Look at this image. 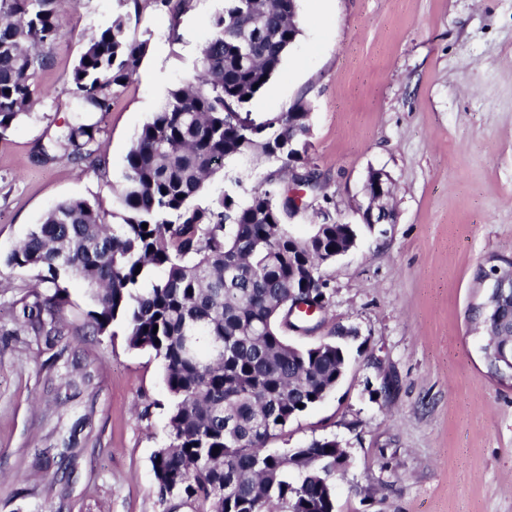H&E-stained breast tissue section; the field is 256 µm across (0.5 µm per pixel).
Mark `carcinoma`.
Instances as JSON below:
<instances>
[{
  "label": "carcinoma",
  "instance_id": "obj_1",
  "mask_svg": "<svg viewBox=\"0 0 512 512\" xmlns=\"http://www.w3.org/2000/svg\"><path fill=\"white\" fill-rule=\"evenodd\" d=\"M76 0H0V135L30 114L34 78L52 60L61 17ZM297 0H224L201 46L196 74L170 89L135 135L121 180L113 186L121 223L82 199L49 210L7 259L36 269L53 293L32 291L24 318L49 333L69 303L68 283L86 286L98 334L121 320L129 346L162 360L172 405L168 441L152 462L162 496H180L195 512H336L332 483L348 466L334 437L284 451L267 441L339 385L346 360L338 326L332 338L292 346L288 304L328 299L322 267L357 233L351 224H316L313 237L291 234L283 215L291 199L278 177L317 187L304 156L288 158L285 142L307 143L310 103L254 123L241 116L278 71L300 32ZM148 41L129 36L118 15L86 37L69 76L80 113L35 158H64L106 172L89 114L110 111L114 91L135 74ZM282 162L240 202L224 191L211 206L193 205L229 160ZM148 228H142V224ZM482 321L487 340L512 339V302ZM219 451H214V448Z\"/></svg>",
  "mask_w": 512,
  "mask_h": 512
}]
</instances>
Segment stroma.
Wrapping results in <instances>:
<instances>
[{
  "label": "stroma",
  "mask_w": 512,
  "mask_h": 512,
  "mask_svg": "<svg viewBox=\"0 0 512 512\" xmlns=\"http://www.w3.org/2000/svg\"><path fill=\"white\" fill-rule=\"evenodd\" d=\"M224 0H80L36 77L30 115L0 136V512H194L161 500L152 471L167 441L163 365L131 348L117 321L85 327L92 304L72 283L69 336L32 329L36 283L6 264L45 213L80 198L112 210L137 131L192 77ZM125 16L149 47L100 123L106 173L37 161L75 114L68 77L83 36ZM300 35L244 110L262 122L311 105L307 157L318 187L287 217L307 236L320 208L359 225L324 266L325 323L299 346L350 329L336 391L270 438L273 449L336 438L349 466L336 512H512V386L488 373L472 318L479 269L512 258V0H299ZM394 187V223L368 230L357 205L369 171ZM83 448L76 462L62 451Z\"/></svg>",
  "instance_id": "1"
}]
</instances>
